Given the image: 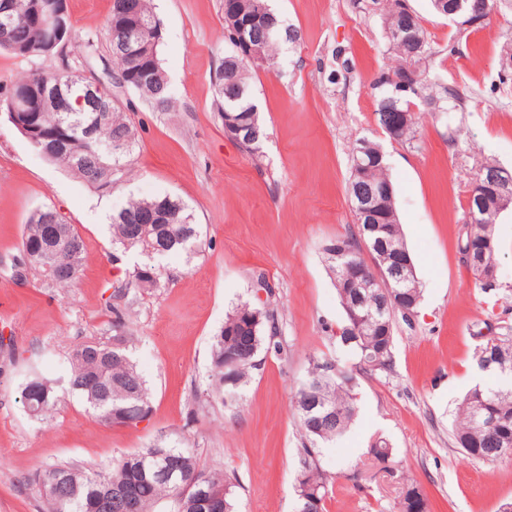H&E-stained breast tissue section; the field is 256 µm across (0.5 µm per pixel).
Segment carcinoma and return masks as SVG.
Masks as SVG:
<instances>
[{
    "label": "carcinoma",
    "mask_w": 512,
    "mask_h": 512,
    "mask_svg": "<svg viewBox=\"0 0 512 512\" xmlns=\"http://www.w3.org/2000/svg\"><path fill=\"white\" fill-rule=\"evenodd\" d=\"M137 13L130 16L122 9L123 0H113L112 11L104 33L87 35L82 44L85 62L107 59L103 73L113 80L115 87L137 94L153 110L168 112L175 105V97L160 65L159 44L153 42L154 33L162 30L161 20L155 14L152 0H135ZM256 0H224V8L233 9L242 19L251 16ZM13 16L9 38L0 40V51L16 58L37 60L55 57L59 66L53 71L31 69L0 92V110L10 111L15 103L25 106L38 96L41 88L53 91V102L36 112L37 121L46 128L62 124L66 132V150L47 160L62 164L76 176L97 189H108L121 179L133 165L132 154L137 142V131L128 116L117 105L112 94L99 81H88L91 92L86 93L72 83L75 64L70 61L68 49L75 46L71 18H62L63 28L47 20L51 0H0ZM383 18L384 30L407 27L410 37L393 45L396 74L417 59L428 57L431 47L419 20H412L400 11V0H373ZM126 24L144 26L143 48L145 61L152 69V78L144 85L135 75L139 65L123 49ZM254 42L261 45L260 62L242 61L234 54L221 59L214 77L217 111L224 123V131L232 123L249 128V134L235 141L237 148L254 161L263 157L262 142L265 131L259 121L258 106L248 81V67H270L274 64L280 42V20L271 15L265 22L252 25ZM104 43L107 56L99 54V43ZM389 72V73H391ZM384 72L372 83L377 91L375 116L379 126L387 124L390 109L411 112L412 99L423 100L431 115L454 112L461 97L450 87L435 89L425 69L407 90H400ZM127 142L123 153L112 151V142ZM378 144L359 139L352 148V164L348 182L358 236L362 237L375 257L376 269L366 264L362 249L352 250L343 259L336 257V241L324 247L330 269L335 274V285L344 311V322L337 340L353 357V367L340 365L325 357L309 361L306 380L296 390L292 406L300 428L302 443L298 449L295 476L296 512H324L325 503L333 493V484L319 466L320 446L333 443L352 425L355 415L353 372L388 375L393 369V329L396 316L409 323L411 316L405 308L417 311L422 299V288L414 266H396V256L407 251L401 225L394 207V186L388 177L384 158L379 156ZM374 197L378 209L380 229H367V220L357 207L360 197ZM469 212L475 227L473 233L480 239L491 240L492 246L476 251L473 260L465 261L477 280L478 287L490 291L493 285L488 277L497 270L495 224L499 209L494 201L471 198ZM379 247H374V242ZM112 244L123 252L134 251L140 261L127 272V280L118 284L112 294V341H83L72 349L63 375L67 390L82 398L100 419L113 425L121 415L135 419L144 411H151V397L146 382L129 356L130 336L121 334L125 310L132 303L128 295L152 293L162 287V261L171 254L188 257L201 248L200 228L192 210L178 197L157 194L147 199H131L112 213ZM53 248V273L47 276L50 284L67 287L75 282L85 258L84 241L77 229L53 205L45 204L33 210L25 224L22 239V257L18 264L42 274L43 247ZM355 264L362 268L363 288H345L338 277L341 264ZM397 267L404 287L386 284L379 271ZM280 328L277 315L269 304L241 301L225 316L224 326L212 338L210 356L212 382L207 396L224 404L235 399L237 389L256 369L260 354L280 350ZM473 358L485 372L512 373V333L507 331L479 346ZM21 396L29 413L43 416L58 403L53 383L33 374L22 384ZM458 447L473 459L499 462L512 459V385L495 388L476 386L471 389L458 408L454 433ZM166 451L175 461L182 475L174 484L160 479L156 473L165 465L159 452ZM369 454L379 470L395 476L394 450L389 442L378 437L370 445ZM212 485L222 491V512H236L233 483L223 471H205L199 468L194 456L185 448L151 445L113 459L106 470L93 464L81 468L68 464H53L37 470L24 481L43 500L45 512H94L97 501L111 504L108 512H119L118 503L128 494L136 496L139 512H156L166 503L168 512H193L189 485ZM397 512H426L427 501L420 487L413 482L403 484L395 504Z\"/></svg>",
    "instance_id": "obj_1"
}]
</instances>
